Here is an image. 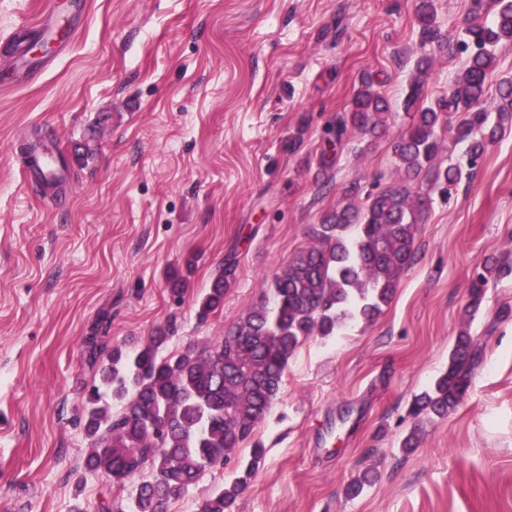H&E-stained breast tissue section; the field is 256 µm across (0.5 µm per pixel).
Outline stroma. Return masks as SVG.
I'll use <instances>...</instances> for the list:
<instances>
[{"label":"stroma","instance_id":"stroma-1","mask_svg":"<svg viewBox=\"0 0 512 512\" xmlns=\"http://www.w3.org/2000/svg\"><path fill=\"white\" fill-rule=\"evenodd\" d=\"M52 0H0V512H101L137 487L85 470L84 338L110 314L108 345L135 348L175 322L163 355L204 344L268 298L275 277L333 208L407 185L431 204L416 259L371 324L303 342L253 440L265 455L232 512H512V279L489 283L467 315L484 258H512V128L452 196L404 181L393 153L419 56L445 96L464 65L421 45L416 0L56 1L48 68L6 42ZM372 75L392 116L379 137L350 134L330 179L323 131ZM300 139L296 152L288 144ZM62 169L43 186L23 145ZM223 307L197 300L228 253ZM189 275L181 300L170 279ZM483 345L458 408L415 420V395L446 369L462 328ZM418 429L411 454L401 438ZM206 470L166 512H197L239 460ZM371 483L355 496L363 472Z\"/></svg>","mask_w":512,"mask_h":512}]
</instances>
